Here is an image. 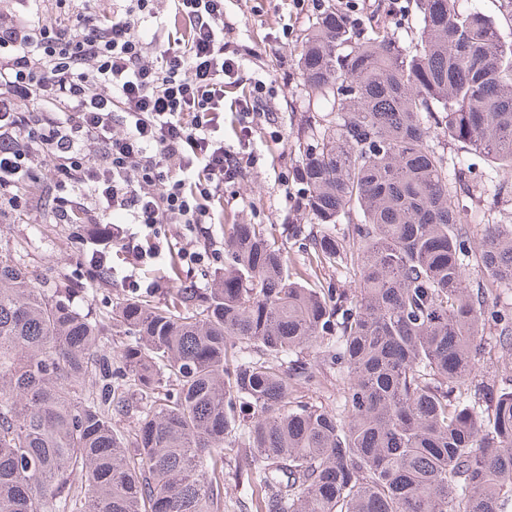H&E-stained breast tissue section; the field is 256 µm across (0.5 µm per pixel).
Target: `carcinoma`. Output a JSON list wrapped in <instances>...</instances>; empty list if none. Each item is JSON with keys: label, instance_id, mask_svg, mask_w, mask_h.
<instances>
[{"label": "carcinoma", "instance_id": "1", "mask_svg": "<svg viewBox=\"0 0 512 512\" xmlns=\"http://www.w3.org/2000/svg\"><path fill=\"white\" fill-rule=\"evenodd\" d=\"M403 38L336 0L302 33L307 116L298 207L309 265L350 257L360 299L292 276L260 224L224 233V269L172 305L130 299L123 368L94 348L76 288L44 292L0 259V512H221L239 447L266 512H506L512 388L472 384L486 317L512 349V223L479 250L448 146L512 168V41L458 0H416ZM477 258L478 282L465 265ZM320 361L299 353L324 337ZM347 381L343 419L293 398L318 364ZM95 389H85V381ZM136 407L133 441L112 418Z\"/></svg>", "mask_w": 512, "mask_h": 512}]
</instances>
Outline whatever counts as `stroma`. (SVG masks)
I'll return each mask as SVG.
<instances>
[{
	"instance_id": "1",
	"label": "stroma",
	"mask_w": 512,
	"mask_h": 512,
	"mask_svg": "<svg viewBox=\"0 0 512 512\" xmlns=\"http://www.w3.org/2000/svg\"><path fill=\"white\" fill-rule=\"evenodd\" d=\"M225 9L233 30L230 40L244 53V75L262 80L270 94L268 107L274 113L273 123L258 127L252 148L257 163L249 168L243 179L227 187L226 195L233 204L225 206L224 221L207 225L205 232L181 234L169 224L158 225L161 237L178 247L203 248L206 241H224V227L228 224H261L271 243L288 260L289 269L304 268L307 261V242L288 236L292 224L306 223L307 218L295 207L299 184L291 175L298 165L300 154L296 146L297 130L306 105L301 78L296 68L300 50V35L315 19V11L301 12L291 0H227ZM279 34L283 42L277 52H269L268 34ZM470 180L480 186L481 197L459 193L457 205L472 211L478 205L492 207L496 219L512 220V197L498 194L501 184L512 183V170L489 166L481 158L471 155ZM91 246L83 242L71 224H58L50 214L13 215L0 222V254L25 267L33 285L40 289L73 288L75 304L83 311L103 317L113 305L131 297V289L122 287L125 275L135 274L139 280H160L161 289L155 292L140 290L139 299L152 303L171 302L178 289L188 286L209 287L217 268L216 263L175 264L171 257L131 270L122 253L112 256L116 269L112 283L89 280L84 266V255ZM497 327L487 323L481 341L479 375L489 385L507 386L512 382V351L495 347ZM299 400L339 411L342 397L340 380L335 369L319 368V382L300 385L295 391ZM260 489L248 487L239 474L236 449L224 451V512H261Z\"/></svg>"
}]
</instances>
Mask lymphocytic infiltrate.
Segmentation results:
<instances>
[{"mask_svg": "<svg viewBox=\"0 0 512 512\" xmlns=\"http://www.w3.org/2000/svg\"><path fill=\"white\" fill-rule=\"evenodd\" d=\"M41 2L0 0V216L47 210L86 231L95 256L159 259L157 226L215 223L253 163L264 84L241 88L224 0H79L54 15Z\"/></svg>", "mask_w": 512, "mask_h": 512, "instance_id": "f902f5d3", "label": "lymphocytic infiltrate"}]
</instances>
